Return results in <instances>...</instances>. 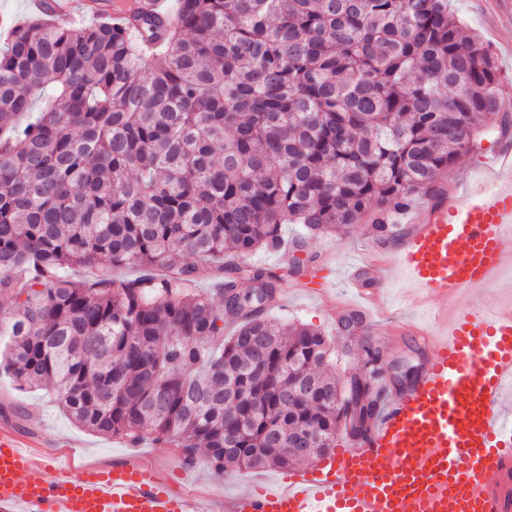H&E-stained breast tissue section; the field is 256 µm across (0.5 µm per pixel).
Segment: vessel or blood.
<instances>
[{"label": "vessel or blood", "mask_w": 512, "mask_h": 512, "mask_svg": "<svg viewBox=\"0 0 512 512\" xmlns=\"http://www.w3.org/2000/svg\"><path fill=\"white\" fill-rule=\"evenodd\" d=\"M69 19L85 0H29ZM496 178L456 197L442 187L403 236L395 263L419 297L437 302L441 328L424 336L415 383L390 399L369 433L316 465L224 499V512H512V301L486 307L479 288L512 270V154ZM377 282L366 288L364 272ZM348 280L378 302L381 263ZM469 295L468 306L448 301ZM0 512H206L188 489L139 460L74 472L45 464L0 428Z\"/></svg>", "instance_id": "vessel-or-blood-1"}]
</instances>
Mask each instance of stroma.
Returning <instances> with one entry per match:
<instances>
[{
	"mask_svg": "<svg viewBox=\"0 0 512 512\" xmlns=\"http://www.w3.org/2000/svg\"><path fill=\"white\" fill-rule=\"evenodd\" d=\"M451 10L467 30L481 38L495 54L501 78L512 85V0H449ZM512 148L511 139L488 134L476 151L460 157L447 178L458 193L474 183L490 181L489 161L503 148ZM395 241L380 239L370 216L351 225L346 234L303 241L295 255L303 261V287L283 282L277 307L268 316L281 323H302L319 329L331 340L341 358L337 377L354 372L358 364V342L369 338L386 359L413 352L412 363L423 368L425 346L418 329L436 324L433 311L418 303L416 290L399 269H391L383 288L385 306L363 320L357 331H344L347 305L356 300L353 288L344 281L349 265L366 260L371 249H394ZM11 424L23 440L39 445L44 459H52L62 447H69L75 462H91L105 467L137 458L152 468L167 473L173 480L188 476L191 490L209 507L220 508L226 495L276 480L277 468L235 469L216 472L206 459L185 468L178 452L146 443L130 448L118 438L85 431L74 424L45 391L17 390L12 380L0 374V423Z\"/></svg>",
	"mask_w": 512,
	"mask_h": 512,
	"instance_id": "1",
	"label": "stroma"
}]
</instances>
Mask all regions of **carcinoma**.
I'll list each match as a JSON object with an SVG mask.
<instances>
[{"mask_svg":"<svg viewBox=\"0 0 512 512\" xmlns=\"http://www.w3.org/2000/svg\"><path fill=\"white\" fill-rule=\"evenodd\" d=\"M121 21L31 16L0 40V368L69 419L217 472L285 467L368 432L383 355L267 317L302 275L244 265L282 225L340 235L505 137L493 53L448 0H122ZM230 274L219 300L200 264ZM149 268L129 279L120 266ZM251 283L247 291L239 282ZM319 439L306 456L290 441Z\"/></svg>","mask_w":512,"mask_h":512,"instance_id":"carcinoma-1","label":"carcinoma"}]
</instances>
